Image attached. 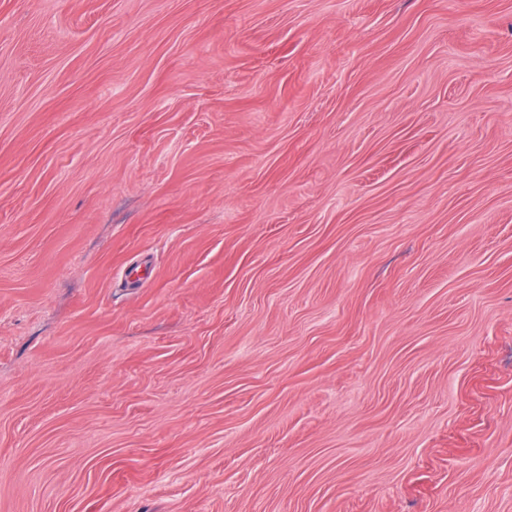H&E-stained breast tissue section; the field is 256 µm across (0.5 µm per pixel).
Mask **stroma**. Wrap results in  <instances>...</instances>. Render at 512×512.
Returning a JSON list of instances; mask_svg holds the SVG:
<instances>
[{"label": "stroma", "mask_w": 512, "mask_h": 512, "mask_svg": "<svg viewBox=\"0 0 512 512\" xmlns=\"http://www.w3.org/2000/svg\"><path fill=\"white\" fill-rule=\"evenodd\" d=\"M0 512H512V0H0Z\"/></svg>", "instance_id": "stroma-1"}]
</instances>
